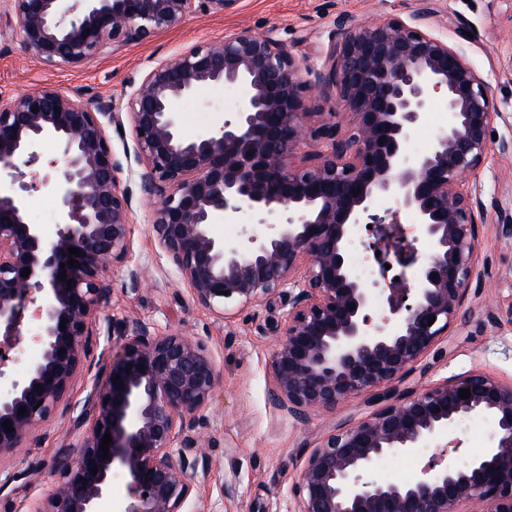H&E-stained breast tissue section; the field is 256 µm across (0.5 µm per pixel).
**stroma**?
Here are the masks:
<instances>
[{
    "label": "stroma",
    "mask_w": 512,
    "mask_h": 512,
    "mask_svg": "<svg viewBox=\"0 0 512 512\" xmlns=\"http://www.w3.org/2000/svg\"><path fill=\"white\" fill-rule=\"evenodd\" d=\"M415 5L416 0H237L230 11L190 16L175 29L76 67L36 62L1 26L0 92L51 86L80 103L97 95L121 99L154 60L242 28L258 35L271 32L286 42L302 80L311 83L315 71L332 63L338 16L364 25L389 17L409 18ZM434 8L428 30L447 40L483 75L500 115L491 125L497 138L490 141L488 157L477 174L486 207L478 235L481 277L473 282L466 312L452 335L409 377V386L415 388L476 369L512 377V238L498 231L502 215L512 213V154L498 150L499 140L512 138V0H434ZM225 94L224 87L205 86L184 103L185 137L223 125L230 113ZM131 242L132 262L142 269L145 282L134 291L125 286V270L104 269L112 291L101 306L97 334L89 345L92 373L77 377L69 401L84 404L92 376L106 378L113 322L139 320L203 340L214 357L219 384L206 411L203 432L210 441L209 469L199 485L195 512H285L283 492L298 479L318 438L339 423L367 416L368 408L358 397L311 413L305 424L282 418L270 404L269 389L271 356L286 299L276 297L234 310L227 319L197 306L178 275L159 260L150 204L139 195L133 199ZM79 432L75 414H53L23 448L0 461L1 467L18 475L0 492V512H27L33 501L47 497L57 480L55 461L68 453ZM226 484L235 487L234 500L222 497Z\"/></svg>",
    "instance_id": "stroma-1"
}]
</instances>
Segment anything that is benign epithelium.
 <instances>
[{"label":"benign epithelium","instance_id":"7a95c632","mask_svg":"<svg viewBox=\"0 0 512 512\" xmlns=\"http://www.w3.org/2000/svg\"><path fill=\"white\" fill-rule=\"evenodd\" d=\"M236 2L0 0V13L25 54L58 66ZM421 2L408 22L348 27L339 18L337 60L313 86L301 79L286 43L241 29L154 61L125 104L110 96L78 104L50 86L0 92V338L22 335V313L35 303L41 347L20 378L0 357V460L52 416L84 368L99 307L112 291L101 271L124 268L128 286L141 285V271L130 265L134 184L153 201L159 257L196 305L224 317L288 297L271 361L269 397L279 413L302 423L373 393L375 409L366 418L333 429L311 448L286 492L293 512H512V380L472 371L422 389L404 386L449 336L480 276L477 231L485 205L474 177L500 116L487 81L427 30L434 11L430 0ZM242 83L250 96L224 126L182 135V105L199 87ZM314 88L344 103L350 130L338 132L334 112L308 125ZM438 99L448 123L428 152L416 154L411 141ZM127 123L132 145L121 159L108 128ZM309 140L319 150L309 164L292 165ZM49 142L59 154L55 181H42L52 185L57 209L51 237L28 221L24 206L37 186L26 169L41 162ZM391 198L413 213L431 253L400 257L401 287L387 293L394 320L378 323L371 288L350 268L348 253L357 227L370 225L375 236L386 228L376 205ZM243 212L266 231H245L234 241L211 234V225ZM70 247L80 254L69 256ZM25 268L30 274L23 277ZM112 332L120 350L106 384L92 389L77 417L84 428L77 454L59 458L55 487L29 512H106L118 475L126 478L122 512H189L195 502L198 477L208 470L200 425L218 384L213 357L203 341L156 324L124 321ZM467 388L470 398L463 399L459 390ZM471 416L492 417L497 431L461 467L452 431ZM440 435L448 445L412 477L375 475L378 458L411 455Z\"/></svg>","mask_w":512,"mask_h":512}]
</instances>
